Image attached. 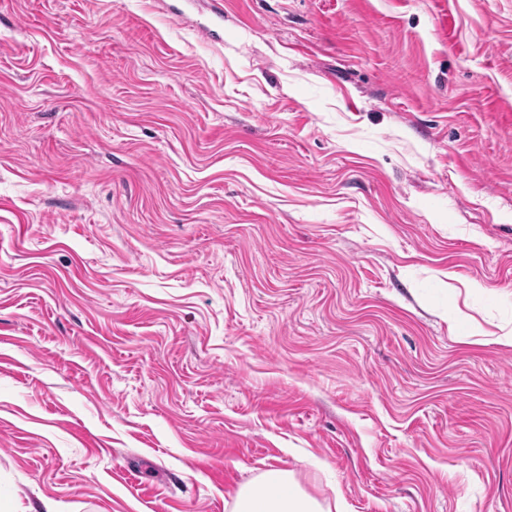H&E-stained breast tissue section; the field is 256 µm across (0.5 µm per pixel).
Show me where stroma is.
Instances as JSON below:
<instances>
[{
	"instance_id": "1",
	"label": "stroma",
	"mask_w": 512,
	"mask_h": 512,
	"mask_svg": "<svg viewBox=\"0 0 512 512\" xmlns=\"http://www.w3.org/2000/svg\"><path fill=\"white\" fill-rule=\"evenodd\" d=\"M512 0H0V512H512ZM343 497L333 505L324 504L304 492L294 474L282 468H269L242 484L236 491L232 512H344Z\"/></svg>"
}]
</instances>
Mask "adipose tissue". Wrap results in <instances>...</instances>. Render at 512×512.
Listing matches in <instances>:
<instances>
[{
	"label": "adipose tissue",
	"instance_id": "obj_1",
	"mask_svg": "<svg viewBox=\"0 0 512 512\" xmlns=\"http://www.w3.org/2000/svg\"><path fill=\"white\" fill-rule=\"evenodd\" d=\"M343 497L325 504L304 492L294 474L269 468L236 491L232 512H344Z\"/></svg>",
	"mask_w": 512,
	"mask_h": 512
}]
</instances>
